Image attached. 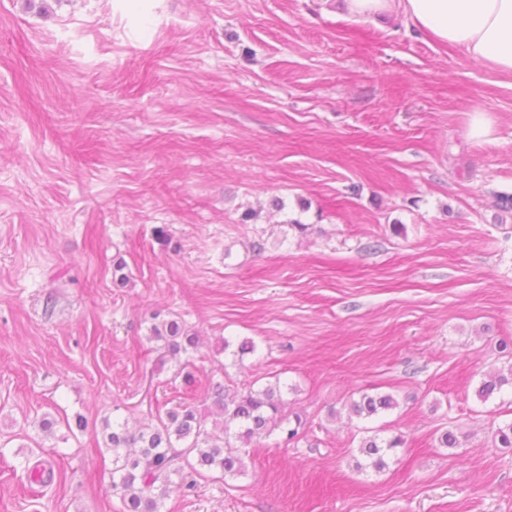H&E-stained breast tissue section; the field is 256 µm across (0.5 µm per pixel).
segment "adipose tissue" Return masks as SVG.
<instances>
[{"label": "adipose tissue", "mask_w": 512, "mask_h": 512, "mask_svg": "<svg viewBox=\"0 0 512 512\" xmlns=\"http://www.w3.org/2000/svg\"><path fill=\"white\" fill-rule=\"evenodd\" d=\"M359 21L402 14L436 40L463 47L475 60L512 73V0H336Z\"/></svg>", "instance_id": "1"}]
</instances>
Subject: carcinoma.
<instances>
[{"label":"carcinoma","instance_id":"cac0c4a2","mask_svg":"<svg viewBox=\"0 0 512 512\" xmlns=\"http://www.w3.org/2000/svg\"><path fill=\"white\" fill-rule=\"evenodd\" d=\"M149 339L160 343L163 353L174 358L197 351L199 344L198 336L176 320L153 324ZM509 384L512 385V368L507 376L499 374L483 381L476 394L486 401ZM207 395L212 400V414L226 423H237L239 431L233 434L226 426L219 435L206 432L202 418L189 404L169 410L165 416L157 417V422L134 431L129 430L125 421L102 420V444L112 453V495L120 499L123 512H161L171 484L191 488L184 482L187 470L207 469L225 477L243 474L242 449L231 440L248 443L284 422L283 399L277 382L251 388L230 401L220 385L207 389ZM396 406L390 395L364 394L350 403V410L358 417L369 418ZM404 444L400 435L381 441L373 437L365 441L361 452L369 465L379 471L386 466L385 457Z\"/></svg>","mask_w":512,"mask_h":512}]
</instances>
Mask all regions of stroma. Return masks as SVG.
<instances>
[{"instance_id": "1", "label": "stroma", "mask_w": 512, "mask_h": 512, "mask_svg": "<svg viewBox=\"0 0 512 512\" xmlns=\"http://www.w3.org/2000/svg\"><path fill=\"white\" fill-rule=\"evenodd\" d=\"M499 192L512 74L405 18L0 0V512H122L102 418L188 404L211 431L213 383L280 384L299 434L253 439L244 475L192 474L162 512H512V390L476 395L512 368ZM157 315L198 352L163 356ZM365 394L397 406L356 417ZM393 435L361 469L362 441ZM377 440L378 438L373 437L365 441L361 452L369 460V465L379 471L386 466L385 457L390 452H394L397 448H401L405 444V441L400 435L383 439L380 442Z\"/></svg>"}]
</instances>
